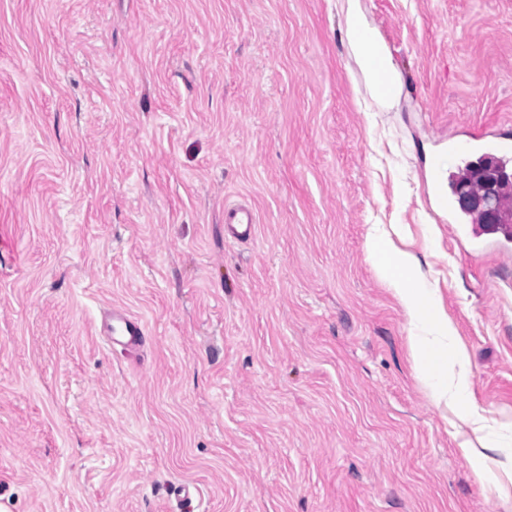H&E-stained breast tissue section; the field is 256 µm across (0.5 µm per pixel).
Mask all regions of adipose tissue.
Listing matches in <instances>:
<instances>
[{
  "mask_svg": "<svg viewBox=\"0 0 512 512\" xmlns=\"http://www.w3.org/2000/svg\"><path fill=\"white\" fill-rule=\"evenodd\" d=\"M348 40L361 70H368L380 42L369 39V27L360 0H346ZM368 253L381 276L388 281L410 320L409 347L413 370L436 400L457 406L469 385L468 360L457 345L448 316L438 305L432 289L409 278L417 264L410 254L394 250L381 235H371Z\"/></svg>",
  "mask_w": 512,
  "mask_h": 512,
  "instance_id": "1",
  "label": "adipose tissue"
}]
</instances>
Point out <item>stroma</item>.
<instances>
[{"label":"stroma","instance_id":"stroma-1","mask_svg":"<svg viewBox=\"0 0 512 512\" xmlns=\"http://www.w3.org/2000/svg\"><path fill=\"white\" fill-rule=\"evenodd\" d=\"M0 0L8 512H512V243L437 202L512 139V0ZM257 214L232 237L226 205ZM420 260L483 433L417 380L373 230ZM144 320L139 352L105 312ZM346 18L348 27V40L359 68L366 76L369 88L375 92L369 70V60L374 52L382 54L385 48L379 41L369 39V27L361 11L360 0H346ZM370 67L375 74L377 92L386 96L391 89V68L379 57L370 60Z\"/></svg>","mask_w":512,"mask_h":512}]
</instances>
